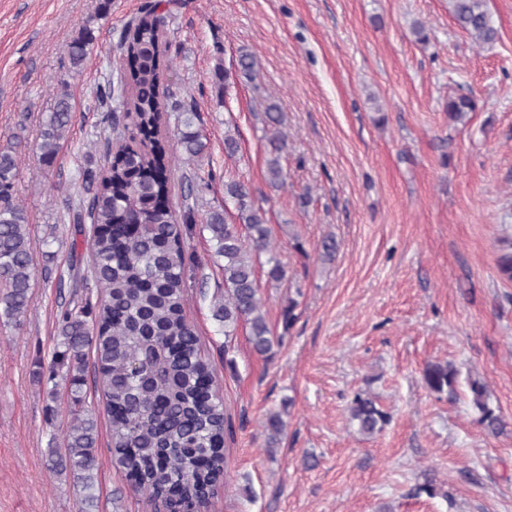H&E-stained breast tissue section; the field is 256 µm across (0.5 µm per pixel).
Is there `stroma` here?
I'll list each match as a JSON object with an SVG mask.
<instances>
[{"mask_svg": "<svg viewBox=\"0 0 512 512\" xmlns=\"http://www.w3.org/2000/svg\"><path fill=\"white\" fill-rule=\"evenodd\" d=\"M145 0H0V149L13 148L15 203L28 216L33 281L22 326L0 319V512H84L73 476L48 467L63 448L71 402L47 400L58 320L76 275L88 269L89 224L73 222L83 173L108 164L112 131L96 89L115 79L116 47ZM499 30L473 42L448 0H178L163 30L164 81L194 104L207 142L202 158L173 149L175 177L203 179L198 210H233L224 176L251 185L267 212L270 248L286 270L260 280L274 335L271 360L249 328L232 343L213 317L224 296V261L211 234L186 239V317L212 360L233 437L227 476L208 512H512V280L498 270L512 242V0H486ZM97 40L80 70L69 47L84 24ZM429 40L417 42L414 24ZM255 82L225 86L240 52ZM72 123L52 165L40 131L61 90ZM478 109L449 118V97ZM281 108L286 182L267 179L266 102ZM234 129L240 149L224 153ZM334 237L338 251L322 255ZM302 251H295L293 240ZM298 302L284 329L281 312ZM234 367H227L226 358ZM453 363L455 395L431 392L422 372ZM481 379L508 426L479 424L465 381ZM375 397L391 416L361 434L349 406ZM98 423L101 467L93 512H154L110 463L102 397L85 388ZM55 414H48V406ZM283 414L277 447L269 412ZM435 496L421 493L423 484Z\"/></svg>", "mask_w": 512, "mask_h": 512, "instance_id": "35a3bbf8", "label": "stroma"}]
</instances>
